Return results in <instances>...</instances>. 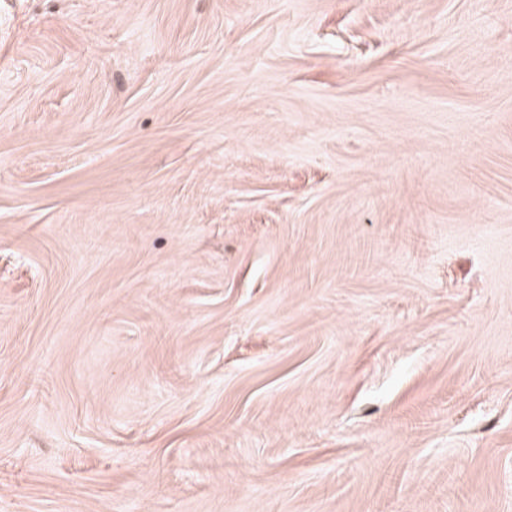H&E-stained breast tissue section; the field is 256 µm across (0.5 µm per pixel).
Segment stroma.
Returning <instances> with one entry per match:
<instances>
[{"label":"stroma","instance_id":"1","mask_svg":"<svg viewBox=\"0 0 512 512\" xmlns=\"http://www.w3.org/2000/svg\"><path fill=\"white\" fill-rule=\"evenodd\" d=\"M0 512H512V0H0Z\"/></svg>","mask_w":512,"mask_h":512}]
</instances>
